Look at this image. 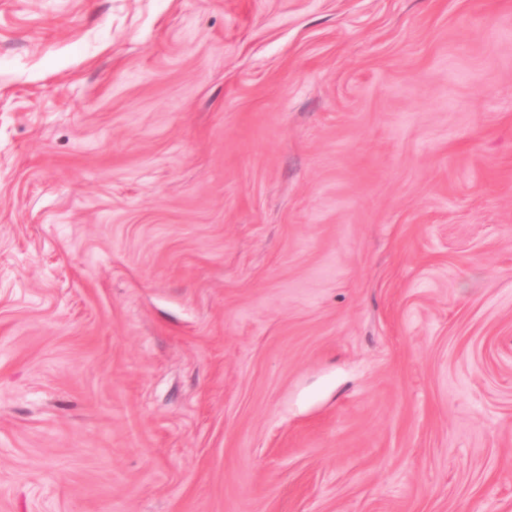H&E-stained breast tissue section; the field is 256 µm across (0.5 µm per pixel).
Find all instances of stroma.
Listing matches in <instances>:
<instances>
[{
	"mask_svg": "<svg viewBox=\"0 0 512 512\" xmlns=\"http://www.w3.org/2000/svg\"><path fill=\"white\" fill-rule=\"evenodd\" d=\"M0 512H512V0H0Z\"/></svg>",
	"mask_w": 512,
	"mask_h": 512,
	"instance_id": "35a3bbf8",
	"label": "stroma"
}]
</instances>
